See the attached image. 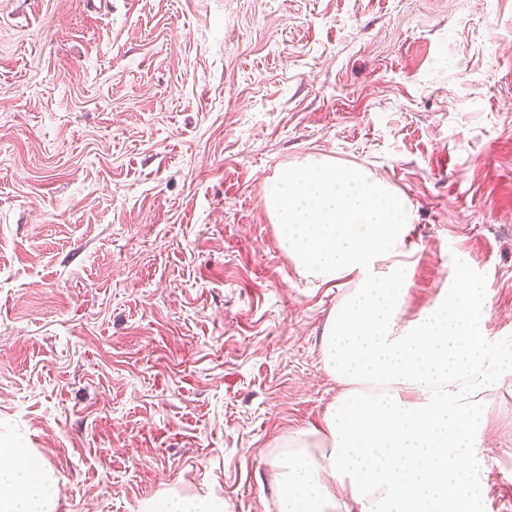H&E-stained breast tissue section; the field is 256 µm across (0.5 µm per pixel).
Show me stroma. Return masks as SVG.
Instances as JSON below:
<instances>
[{
  "label": "stroma",
  "mask_w": 512,
  "mask_h": 512,
  "mask_svg": "<svg viewBox=\"0 0 512 512\" xmlns=\"http://www.w3.org/2000/svg\"><path fill=\"white\" fill-rule=\"evenodd\" d=\"M310 155L404 198L401 321L463 258L512 349V0H0V441L43 456L55 512H275L351 289L264 206ZM488 401L486 508L512 512V386ZM140 512H224V499L212 494H181L170 490L144 502Z\"/></svg>",
  "instance_id": "1"
}]
</instances>
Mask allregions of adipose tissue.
<instances>
[{
    "label": "adipose tissue",
    "mask_w": 512,
    "mask_h": 512,
    "mask_svg": "<svg viewBox=\"0 0 512 512\" xmlns=\"http://www.w3.org/2000/svg\"><path fill=\"white\" fill-rule=\"evenodd\" d=\"M265 206L302 273L355 282L321 337L341 391L321 425L279 441L276 512H483L486 396L512 386V352L488 328L490 283L457 261L447 295L401 324L410 214L364 167L307 158L268 181ZM58 494L41 455L0 445V512H54ZM140 512H224V500L170 490Z\"/></svg>",
    "instance_id": "ef3b65f1"
}]
</instances>
